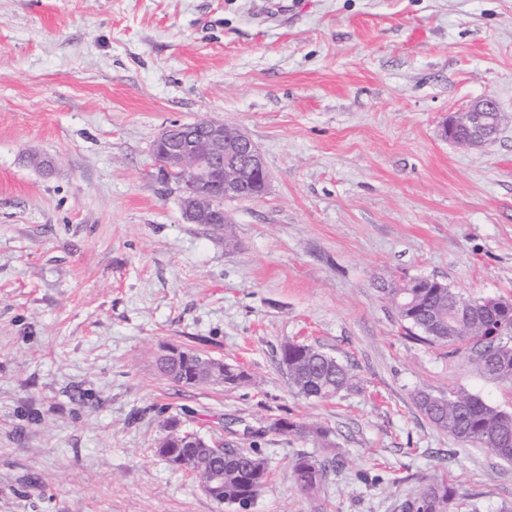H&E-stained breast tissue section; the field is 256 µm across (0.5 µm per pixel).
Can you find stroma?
I'll list each match as a JSON object with an SVG mask.
<instances>
[{
	"instance_id": "obj_1",
	"label": "stroma",
	"mask_w": 512,
	"mask_h": 512,
	"mask_svg": "<svg viewBox=\"0 0 512 512\" xmlns=\"http://www.w3.org/2000/svg\"><path fill=\"white\" fill-rule=\"evenodd\" d=\"M485 97L496 138L445 140ZM203 117L269 173L224 232L155 178L162 127ZM414 277L512 301V0H0V512H237L155 455L172 420L260 451L248 512H397L440 474L451 512H512V465L415 401L512 412V379L408 331L377 283ZM289 341L358 387L297 396ZM166 346L248 378L174 384ZM328 452L299 491L294 461ZM335 459L328 457L302 456L295 460L292 468L296 487L307 493L319 490L327 470L334 466Z\"/></svg>"
}]
</instances>
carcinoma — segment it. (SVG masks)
I'll use <instances>...</instances> for the list:
<instances>
[{"label":"carcinoma","mask_w":512,"mask_h":512,"mask_svg":"<svg viewBox=\"0 0 512 512\" xmlns=\"http://www.w3.org/2000/svg\"><path fill=\"white\" fill-rule=\"evenodd\" d=\"M379 291L400 319L430 343H443L457 352L474 355L480 368L495 378H512V304L503 299H472L473 308L457 314L464 297L447 284L420 278V283L387 282ZM281 360L288 361V379L295 393L307 399L325 400L355 386L356 375L334 357L309 344L288 342L281 347ZM162 376L186 386L240 384L247 375L221 360L179 348L157 356ZM416 403L427 418L457 442L486 448L500 460L512 462V413L498 410L477 395L457 391L446 396L421 390ZM155 453L175 467L194 475L200 484L211 481L212 473L223 472L221 484L209 490L215 501L229 504L254 500L267 478L265 459L256 451L241 448L233 457L221 458L212 448H199L194 434L169 425ZM281 432L322 437L326 431L283 419ZM335 459L302 456L292 468L296 487L307 493L319 490ZM458 491L443 477L431 478L419 492L401 504V512H449Z\"/></svg>","instance_id":"carcinoma-1"}]
</instances>
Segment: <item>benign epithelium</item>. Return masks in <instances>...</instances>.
Returning a JSON list of instances; mask_svg holds the SVG:
<instances>
[{"label": "benign epithelium", "instance_id": "obj_1", "mask_svg": "<svg viewBox=\"0 0 512 512\" xmlns=\"http://www.w3.org/2000/svg\"><path fill=\"white\" fill-rule=\"evenodd\" d=\"M499 125L496 102L486 97L467 112L449 115L442 135L458 146L475 147L488 142ZM154 146L162 151L159 179L164 184H176L188 224L230 223L224 203L250 198L251 173L261 178L258 195L268 189L263 156L236 125L203 119L187 131L182 123L172 122L161 130Z\"/></svg>", "mask_w": 512, "mask_h": 512}]
</instances>
